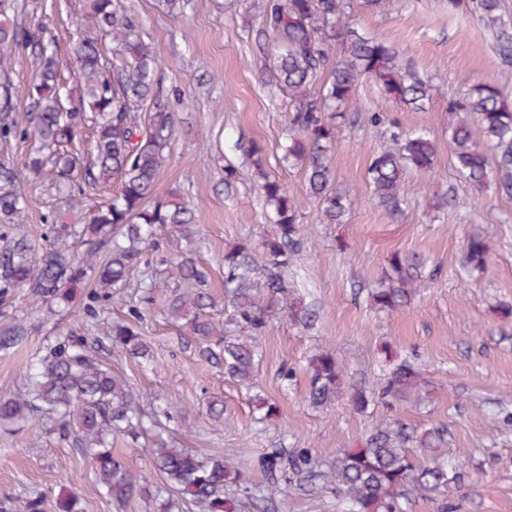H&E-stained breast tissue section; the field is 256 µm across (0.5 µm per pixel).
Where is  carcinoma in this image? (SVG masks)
<instances>
[{
    "mask_svg": "<svg viewBox=\"0 0 512 512\" xmlns=\"http://www.w3.org/2000/svg\"><path fill=\"white\" fill-rule=\"evenodd\" d=\"M476 8L489 25L501 28L497 54L512 63V35L505 30L500 0H477ZM37 9L35 0H0V140H32L21 165L0 164V297L23 291L35 302L66 309L96 320L111 297L140 266L149 269L143 302L150 301L154 280L162 275L174 283L167 301L169 319L188 336L205 341L214 335L206 292L207 271L192 254L171 256V243L194 241L198 235L195 208L176 190L160 194L158 175L168 160L178 127L175 113L162 93L154 67L155 54L139 33L136 20L119 9L116 0H86L76 22V39L64 59L42 26L20 22ZM255 43L260 50L272 42L276 53L264 57L266 82L288 89V146L283 160L298 168L309 197L320 207L322 223L341 224L347 215L346 195L335 185L332 155L338 132L346 125H385L394 146L375 151L365 172L377 206L391 217L402 215L408 174L427 173L437 161L438 146L425 133L407 134L377 112L347 114V105L364 81L398 104L424 109L433 85L403 62L384 37L356 26L347 0H264ZM114 43L112 56L103 41ZM30 50L37 66L35 81L25 90L27 123L15 115L14 90L8 70L12 55ZM330 78L321 80L325 69ZM448 150L460 178L475 188L493 185L495 193L512 200V102L496 81L485 79L448 102ZM247 156L260 181L275 228L259 245L239 243L224 253V298L230 313L224 321V344L204 349L224 365V376L238 386L254 384L261 339L271 323L288 318L306 326L313 312L288 297V273L301 255L297 205L288 188L266 168L265 150L258 144ZM38 179L57 190L76 191L82 185L109 187L104 205L87 208L77 224L50 227L48 244L32 249L24 232L23 183ZM490 247L479 233L470 235L461 265L471 275L487 264ZM95 288L81 306L73 304L76 290L89 281ZM428 282L425 262L415 253L395 251L371 290L373 308L387 314L411 307ZM132 318L114 322L106 338L67 334L55 339L46 354L27 372L23 392L0 399V427L22 426L36 416L52 418L59 438L79 445L91 462L105 494L124 504L149 495L148 480L112 452V437L149 440L152 465L164 478L174 499L202 512H236L241 496H254L243 471L219 458L204 460L187 448L164 439L167 425L180 414L166 400L143 424L139 398L129 382L103 367L97 352L104 341L119 352L150 361V346L138 329L139 308ZM20 324L0 328V352L23 341ZM306 398L320 408L347 397L363 412L374 401L422 402L427 384L408 360L384 374L377 396L361 390L346 393L345 369L331 350L308 360ZM441 426L413 427L395 418L378 422L359 448H344L328 471L316 473L309 451L286 454L275 448L257 460L268 477V495L282 484L316 480L335 492L342 512H406L414 498L436 503L448 512L442 494L448 486V464L433 454L445 444ZM424 449L428 454L416 453ZM0 512H43L36 493L20 501H0ZM56 512H81L72 489L61 491Z\"/></svg>",
    "mask_w": 512,
    "mask_h": 512,
    "instance_id": "cac0c4a2",
    "label": "carcinoma"
}]
</instances>
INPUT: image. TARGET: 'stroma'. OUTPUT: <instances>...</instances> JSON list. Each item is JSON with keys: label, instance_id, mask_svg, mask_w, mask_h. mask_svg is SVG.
Instances as JSON below:
<instances>
[{"label": "stroma", "instance_id": "1", "mask_svg": "<svg viewBox=\"0 0 512 512\" xmlns=\"http://www.w3.org/2000/svg\"><path fill=\"white\" fill-rule=\"evenodd\" d=\"M261 0H190L183 14H169L165 0H119L152 43L158 72L175 113L178 134L158 182L176 189L198 206L201 239L196 258L209 274L208 287L217 301L216 322L228 315L224 299V253L240 241L261 243L274 229L267 217L246 157L252 143L266 149L269 169L287 185L298 207L305 252L290 279L293 297L317 313L313 326L275 320L262 340L263 357L256 382L277 412L259 419L246 391L228 381L223 366L202 356L196 341L185 339L168 320L170 286L157 280L148 303H140L139 273H132L107 305L96 335L127 318L131 305L143 312L140 329L152 346L154 361L143 368L117 351H103V364L127 378L149 408L154 397L178 403L182 417L174 423L179 447L204 457H228L247 464L246 476L267 485L256 461L274 448L308 449L319 465L330 464L343 448L359 445L382 419L398 417L419 427L447 431L442 450L448 458L451 512H512V200L492 190L461 183L448 156V102L476 81L493 78L512 97V64L495 52L497 31L478 13L453 14L448 0H398L385 13L349 0L358 25L383 35L405 60L429 75L435 86L425 111L396 105L371 84L362 83L350 101L353 111L369 110L394 119L403 130L422 129L439 147L429 174H410L406 208L390 218L370 197L365 170L386 138L381 127L344 129L333 158L337 188L349 194L343 224H325L317 203L308 196L299 170L283 163L288 119L287 92L266 85L264 58L255 41ZM84 0H45L36 21L56 35L68 51L74 21ZM236 179L225 183V168ZM461 201L455 208L437 207L448 189ZM24 231L41 244L50 220L74 223L80 204L106 201L103 190H85L71 199L29 186ZM481 233L490 260L478 277L461 266L463 246ZM401 250L423 255L435 280L405 312L385 315L371 309L369 291L389 256ZM21 319L27 334L9 353H0V397L15 396L30 362L40 358L55 337L80 333L83 320L53 315L24 294L0 298V325ZM332 350L346 367L348 384L373 393L383 376L382 360H410L428 382L430 399L381 402L366 412L347 400L316 409L305 399L306 361L313 353ZM294 370L282 383V366ZM223 401L224 415L207 409ZM113 453L150 480L155 493L127 504L101 493L88 460L73 442L60 439L49 423L31 420L20 432L0 430V500L45 495L43 512H54L62 487L78 490L84 512H164L169 494L140 443L118 438ZM237 512H339L334 493L321 487H288L272 506L242 500Z\"/></svg>", "mask_w": 512, "mask_h": 512}]
</instances>
